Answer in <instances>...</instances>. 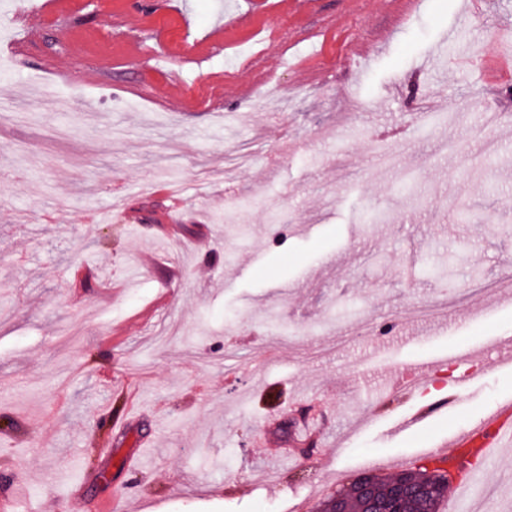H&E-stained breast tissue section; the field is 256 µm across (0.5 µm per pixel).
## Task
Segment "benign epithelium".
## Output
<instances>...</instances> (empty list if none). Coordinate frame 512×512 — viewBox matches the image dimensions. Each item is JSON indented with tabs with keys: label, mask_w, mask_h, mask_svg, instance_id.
<instances>
[{
	"label": "benign epithelium",
	"mask_w": 512,
	"mask_h": 512,
	"mask_svg": "<svg viewBox=\"0 0 512 512\" xmlns=\"http://www.w3.org/2000/svg\"><path fill=\"white\" fill-rule=\"evenodd\" d=\"M425 491V485L402 475L381 492L373 476L364 474L356 479L352 494H334L322 504L319 512H402L404 500Z\"/></svg>",
	"instance_id": "1"
}]
</instances>
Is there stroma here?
<instances>
[{"label": "stroma", "instance_id": "35a3bbf8", "mask_svg": "<svg viewBox=\"0 0 512 512\" xmlns=\"http://www.w3.org/2000/svg\"><path fill=\"white\" fill-rule=\"evenodd\" d=\"M44 3L0 0L14 512L74 495L83 512L121 496L125 512H317L512 401V370L483 351L512 336V80L485 69L512 43V0ZM428 354L470 387L387 435L424 407L397 382ZM287 417L316 453L270 482ZM455 401L456 394L450 393L448 396L433 402L430 408L426 407L416 411L408 412L402 419V425L405 428L422 425L430 415L432 409H441L447 406H452Z\"/></svg>", "mask_w": 512, "mask_h": 512}]
</instances>
